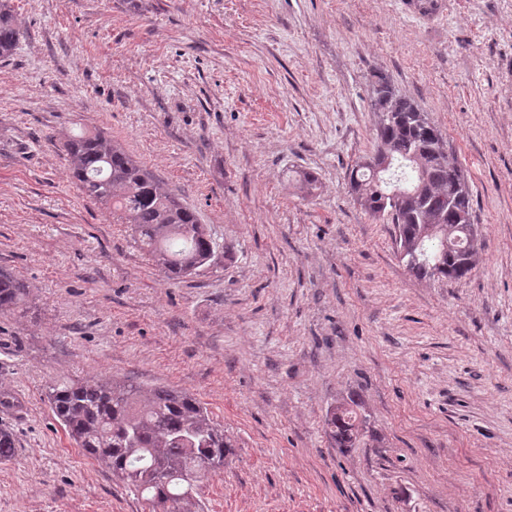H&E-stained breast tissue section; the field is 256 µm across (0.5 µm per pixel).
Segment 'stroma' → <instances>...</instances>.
<instances>
[{
	"instance_id": "1",
	"label": "stroma",
	"mask_w": 512,
	"mask_h": 512,
	"mask_svg": "<svg viewBox=\"0 0 512 512\" xmlns=\"http://www.w3.org/2000/svg\"><path fill=\"white\" fill-rule=\"evenodd\" d=\"M0 61V512H151L87 457L48 384L194 394L234 445L191 512H512V0H10ZM472 190L480 260L420 280L350 195L373 74ZM105 133L219 245L172 281L70 176ZM309 172L313 190L294 179ZM356 396L371 434L339 449ZM8 0L0 1V59L9 58L20 41L21 33L13 22ZM25 285L10 273L0 271V311L14 310L27 297ZM358 407L359 403L348 397L337 402L327 413L326 429L336 448H353L369 432L368 419L357 412Z\"/></svg>"
}]
</instances>
